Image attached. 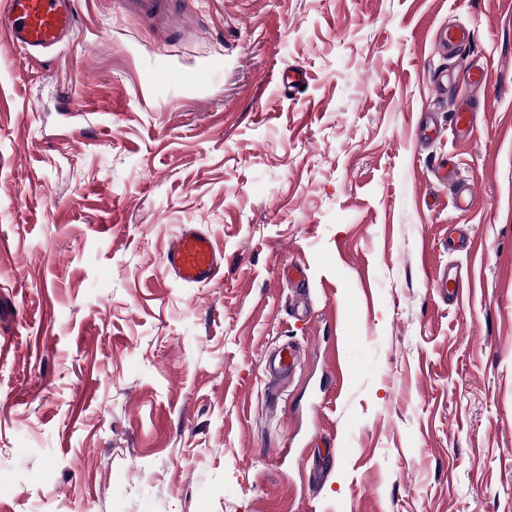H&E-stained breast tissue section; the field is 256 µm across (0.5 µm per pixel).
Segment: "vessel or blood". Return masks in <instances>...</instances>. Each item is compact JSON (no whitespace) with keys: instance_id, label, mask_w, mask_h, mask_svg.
Segmentation results:
<instances>
[{"instance_id":"1","label":"vessel or blood","mask_w":512,"mask_h":512,"mask_svg":"<svg viewBox=\"0 0 512 512\" xmlns=\"http://www.w3.org/2000/svg\"><path fill=\"white\" fill-rule=\"evenodd\" d=\"M125 7L141 19L165 21L179 17L186 0H123ZM77 21L76 0H0V36L12 47L31 55L66 42ZM440 39L452 53H464L471 46V32L451 27L441 30ZM475 115L470 104H461L450 124L453 139L460 140L473 131ZM437 178L448 182L456 211H469L476 199L471 186L458 183L456 167L438 159L433 167ZM164 262L185 283L203 284L216 280L221 263L210 233L197 224L184 225L173 239ZM433 282L442 298L457 302L463 294V281L457 267L444 265L433 273Z\"/></svg>"}]
</instances>
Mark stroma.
I'll list each match as a JSON object with an SVG mask.
<instances>
[{"label": "stroma", "mask_w": 512, "mask_h": 512, "mask_svg": "<svg viewBox=\"0 0 512 512\" xmlns=\"http://www.w3.org/2000/svg\"><path fill=\"white\" fill-rule=\"evenodd\" d=\"M190 8L169 31L78 0L64 45L0 44V512H512V0ZM472 66L475 133L416 143ZM185 224L211 283L161 260ZM425 258L459 265V302ZM471 38V31L465 28L448 27L440 31V39L451 53H464L471 46ZM434 175L440 178L448 185L452 190V203L456 211L466 212L469 211L476 199V195L471 186L466 183H458L456 179V166L448 163L447 157L438 159L433 167ZM164 262L185 283L203 284L216 280L221 263L210 233L198 224H185L173 239Z\"/></svg>", "instance_id": "obj_1"}]
</instances>
